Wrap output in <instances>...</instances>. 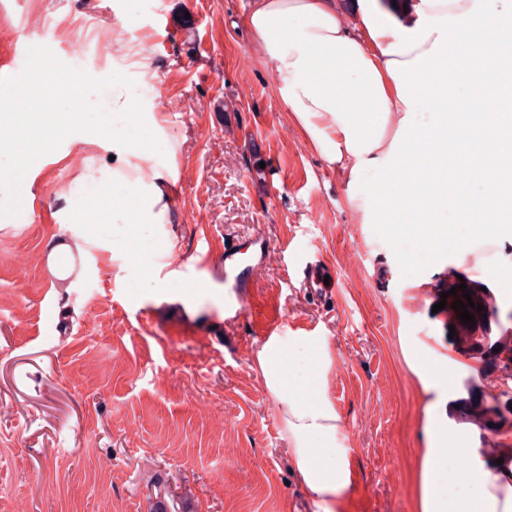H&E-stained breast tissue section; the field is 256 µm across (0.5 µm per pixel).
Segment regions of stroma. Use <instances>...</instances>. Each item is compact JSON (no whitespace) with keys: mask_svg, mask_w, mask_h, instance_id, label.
Listing matches in <instances>:
<instances>
[{"mask_svg":"<svg viewBox=\"0 0 512 512\" xmlns=\"http://www.w3.org/2000/svg\"><path fill=\"white\" fill-rule=\"evenodd\" d=\"M246 2L0 0V55L44 41L92 76L133 80L100 100L155 113L167 189L157 221L130 231L112 198L134 173L96 134L63 139L25 174L33 211L0 223V512H149L161 487L194 512H321L251 368L263 338L250 316L225 318L228 239H265L256 286L280 304L278 335L327 339L325 391L356 470L331 512H416L436 394L411 357L454 394L452 431L482 460L512 457V292L492 278L512 239L472 235L438 261L399 265L413 240L362 223L344 178L287 122L250 32L231 24ZM93 191L100 206L78 223ZM63 241L83 266L58 287L46 258ZM323 262L336 275L326 302L299 284L300 268ZM462 283L478 306L469 324L440 304Z\"/></svg>","mask_w":512,"mask_h":512,"instance_id":"35a3bbf8","label":"stroma"}]
</instances>
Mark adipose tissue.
Segmentation results:
<instances>
[{"instance_id": "obj_1", "label": "adipose tissue", "mask_w": 512, "mask_h": 512, "mask_svg": "<svg viewBox=\"0 0 512 512\" xmlns=\"http://www.w3.org/2000/svg\"><path fill=\"white\" fill-rule=\"evenodd\" d=\"M241 22L254 37V53L277 77L284 111L346 178L348 201L364 223L389 222L431 256L446 250L461 228L512 237L511 224L485 222V209L500 192V157L484 156L478 196L463 191L475 178L461 159L469 141L512 142V114L487 122L479 86L496 37L512 35L511 13L497 11L494 0H351L344 11L336 0H248ZM463 78L469 91L462 97L448 83ZM422 108L432 114L424 125L415 120ZM419 133L430 141L429 152L415 151ZM367 171L381 177L369 189L360 185ZM448 209L460 226L439 222ZM299 344L302 377L291 375L287 344L276 335L257 351L253 368L275 400L296 480L324 506L349 489L353 462L336 443L341 418L324 393L331 365L327 340L306 336ZM415 372L425 387L440 392L426 430L420 512H512V474L487 468L467 437L440 447L450 397L430 368L420 364ZM450 469L471 471L474 492H448Z\"/></svg>"}]
</instances>
